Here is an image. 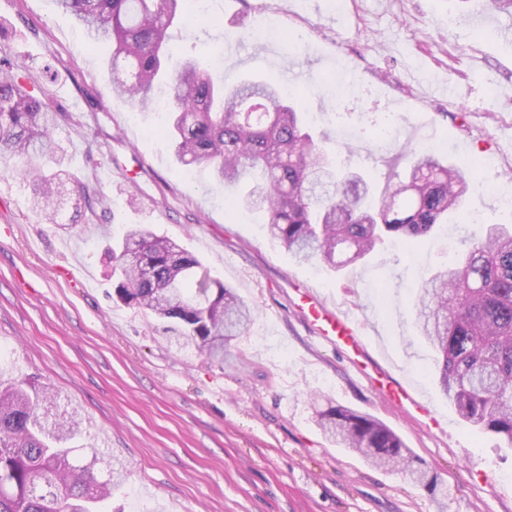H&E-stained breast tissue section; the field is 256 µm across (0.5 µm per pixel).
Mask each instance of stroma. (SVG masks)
<instances>
[{"label":"stroma","instance_id":"1","mask_svg":"<svg viewBox=\"0 0 512 512\" xmlns=\"http://www.w3.org/2000/svg\"><path fill=\"white\" fill-rule=\"evenodd\" d=\"M212 0L173 29L176 53L207 49L226 81L252 74L285 85L328 133L337 163L370 175L375 193L404 179V146L436 145L459 167L479 157L455 223L332 272L296 262L258 215L224 207L207 169L185 170L154 111L113 94L103 60L54 0H0V48L21 60L34 93L66 119L56 131L70 181L68 219L34 213L30 184L0 164V370L50 387L84 418L81 445L126 461L130 475L107 512H512V448L462 421L437 384V354L411 316L437 269L460 263L512 192V16L474 28L466 0ZM392 119L383 140L373 126ZM145 224L208 265L255 309L235 345L244 360L218 366L175 352L164 322L115 296L107 249ZM313 289L361 324L370 355L434 403L432 433L384 401L347 357L319 344L294 307ZM392 428L416 464L448 488L445 504L409 475L371 466L314 424L311 394Z\"/></svg>","mask_w":512,"mask_h":512}]
</instances>
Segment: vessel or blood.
Listing matches in <instances>:
<instances>
[{
    "label": "vessel or blood",
    "instance_id": "1",
    "mask_svg": "<svg viewBox=\"0 0 512 512\" xmlns=\"http://www.w3.org/2000/svg\"><path fill=\"white\" fill-rule=\"evenodd\" d=\"M296 306L315 325L318 341L343 350L352 368L382 397L419 419L427 429H440L441 423L431 403L416 398L407 384L370 359L361 327L353 317L329 306L306 288L297 289Z\"/></svg>",
    "mask_w": 512,
    "mask_h": 512
}]
</instances>
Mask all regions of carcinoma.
<instances>
[{
  "mask_svg": "<svg viewBox=\"0 0 512 512\" xmlns=\"http://www.w3.org/2000/svg\"><path fill=\"white\" fill-rule=\"evenodd\" d=\"M191 2L56 0L92 45H112L105 70L115 95L151 109L154 86L166 82L176 162L204 165L217 184L235 189L228 209L263 213L270 238L295 260L338 272L386 237L416 243L448 223L469 182L433 151L407 147L406 180L372 206L369 183L336 166L278 84H226L192 54L168 61L171 27ZM24 68L0 50V159L21 163L16 171L32 182V209L56 224L59 185L69 177L54 139L62 115L26 89ZM110 255L123 277L118 297L165 321L178 350L194 347L222 363L231 341L247 331L248 304L168 237L133 225ZM414 325L442 355L438 384L459 416L512 446V224L489 225L460 265L425 282ZM55 400L20 372L0 379V512H103L100 504L123 484L120 459L99 480L91 471L102 460L98 449L67 445L81 434L80 418L72 410L48 419ZM313 400L324 401L317 424L336 443L373 465L407 472L435 497L448 495L437 475L413 466L411 451L382 421L325 394Z\"/></svg>",
  "mask_w": 512,
  "mask_h": 512,
  "instance_id": "1",
  "label": "carcinoma"
}]
</instances>
